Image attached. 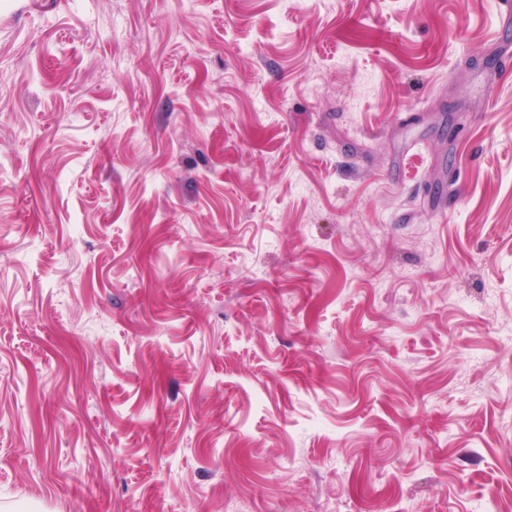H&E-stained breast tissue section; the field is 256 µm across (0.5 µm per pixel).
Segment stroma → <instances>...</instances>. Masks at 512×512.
<instances>
[{"label":"stroma","mask_w":512,"mask_h":512,"mask_svg":"<svg viewBox=\"0 0 512 512\" xmlns=\"http://www.w3.org/2000/svg\"><path fill=\"white\" fill-rule=\"evenodd\" d=\"M503 0H0V512H512Z\"/></svg>","instance_id":"1"}]
</instances>
